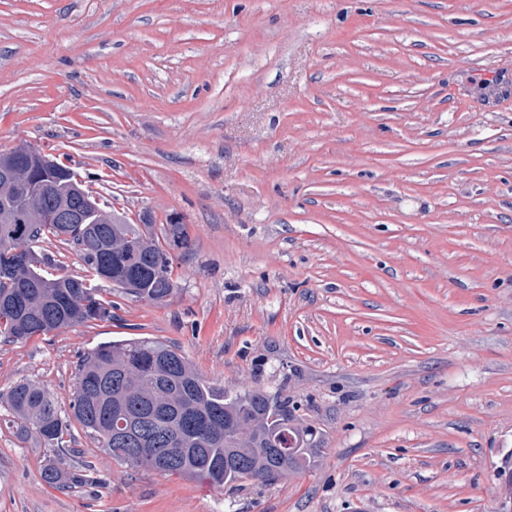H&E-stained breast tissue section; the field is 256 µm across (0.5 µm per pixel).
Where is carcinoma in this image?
Returning <instances> with one entry per match:
<instances>
[{
    "label": "carcinoma",
    "instance_id": "obj_1",
    "mask_svg": "<svg viewBox=\"0 0 512 512\" xmlns=\"http://www.w3.org/2000/svg\"><path fill=\"white\" fill-rule=\"evenodd\" d=\"M74 169L60 161L46 173L39 194L0 188V205L28 216L25 224H0V337L24 341L62 328L112 319V301L87 284L120 257L136 279L125 294L163 303L175 285L171 256L155 225L129 224L90 203L73 184ZM81 210L87 224H44L55 211ZM58 239L75 241L81 272L65 271L45 252ZM5 402L9 428L21 440L35 437L56 451L40 471L52 488L72 489L97 483L94 466L63 462L64 437L79 423L97 447L131 470L204 478L215 487L249 478L264 484L309 466L316 449L310 433L297 427L288 405L260 390L229 393L207 382L181 351L160 341L133 338L104 342L78 364L70 413L62 414L40 385L20 380ZM149 438L148 456L132 449Z\"/></svg>",
    "mask_w": 512,
    "mask_h": 512
}]
</instances>
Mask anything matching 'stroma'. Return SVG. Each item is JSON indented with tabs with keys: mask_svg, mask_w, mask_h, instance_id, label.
<instances>
[{
	"mask_svg": "<svg viewBox=\"0 0 512 512\" xmlns=\"http://www.w3.org/2000/svg\"><path fill=\"white\" fill-rule=\"evenodd\" d=\"M68 157L128 223L183 224L165 304L0 338V512H502L512 452V0H0V151ZM178 347L289 400L317 450L272 484H95L18 440L102 342Z\"/></svg>",
	"mask_w": 512,
	"mask_h": 512,
	"instance_id": "35a3bbf8",
	"label": "stroma"
}]
</instances>
